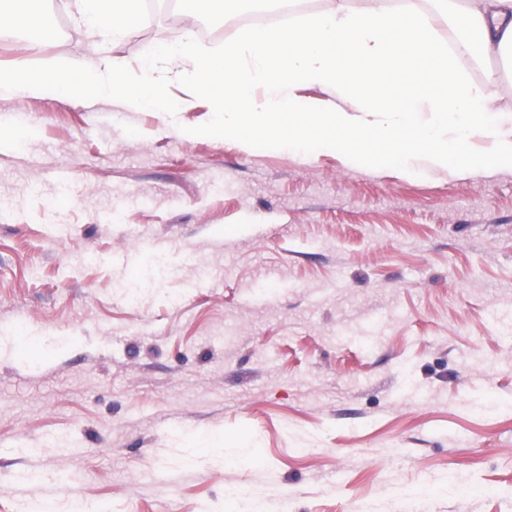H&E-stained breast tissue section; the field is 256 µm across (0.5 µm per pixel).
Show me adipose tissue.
Listing matches in <instances>:
<instances>
[{
  "label": "adipose tissue",
  "mask_w": 512,
  "mask_h": 512,
  "mask_svg": "<svg viewBox=\"0 0 512 512\" xmlns=\"http://www.w3.org/2000/svg\"><path fill=\"white\" fill-rule=\"evenodd\" d=\"M447 14L465 9L473 43L512 54V0H438ZM88 30L145 24L140 0H75ZM24 31L31 46L54 35L35 0H0V26ZM189 62L197 96L210 101L205 124L178 127L186 139H232L261 154L275 148L304 158L336 157L354 170H392L409 180L441 168L458 176L512 173V109L490 106L487 86L468 83L415 0L357 10L333 0L312 18L248 33L218 59L200 56L192 35L161 46L139 67L102 57L58 56L32 67L0 64V98H61L108 93L133 110L186 111L182 74L159 80L161 66ZM247 88L234 105L228 88ZM328 94L320 100L308 90Z\"/></svg>",
  "instance_id": "obj_1"
}]
</instances>
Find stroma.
Returning a JSON list of instances; mask_svg holds the SVG:
<instances>
[{"label":"stroma","instance_id":"35a3bbf8","mask_svg":"<svg viewBox=\"0 0 512 512\" xmlns=\"http://www.w3.org/2000/svg\"><path fill=\"white\" fill-rule=\"evenodd\" d=\"M39 7L56 38L1 30L0 62L133 66L189 26L176 8L91 32L73 0ZM198 17L206 57L245 31ZM462 69L512 108L506 61ZM194 100L0 99V512H235L241 485L263 512H512V173L188 141L175 126L211 117ZM157 250L172 279L129 302L117 280Z\"/></svg>","mask_w":512,"mask_h":512}]
</instances>
